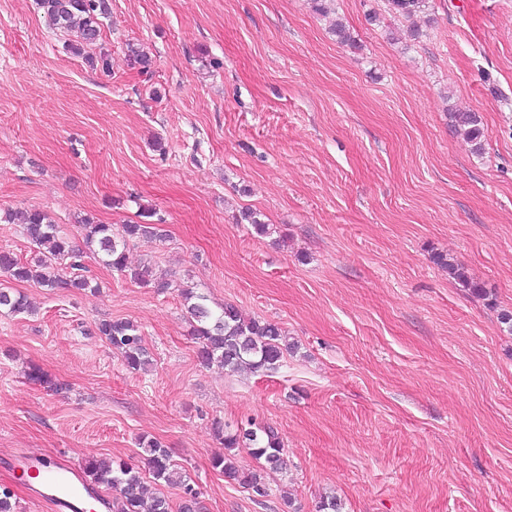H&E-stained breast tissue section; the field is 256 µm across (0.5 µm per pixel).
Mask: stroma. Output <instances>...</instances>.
<instances>
[{
    "label": "stroma",
    "instance_id": "stroma-1",
    "mask_svg": "<svg viewBox=\"0 0 512 512\" xmlns=\"http://www.w3.org/2000/svg\"><path fill=\"white\" fill-rule=\"evenodd\" d=\"M335 7L111 0L106 73L64 49L37 0H0V212L43 210L78 246L82 218L151 209L161 233L129 243L130 266L296 344L274 371L231 374L199 364L175 290L89 252L95 294L0 271L34 305L0 310V457L137 465L154 438L202 512H512V0H429L412 23L385 0ZM457 109L480 115L483 154ZM118 319L138 325L146 370L99 334ZM217 420L278 432L266 496L212 468Z\"/></svg>",
    "mask_w": 512,
    "mask_h": 512
}]
</instances>
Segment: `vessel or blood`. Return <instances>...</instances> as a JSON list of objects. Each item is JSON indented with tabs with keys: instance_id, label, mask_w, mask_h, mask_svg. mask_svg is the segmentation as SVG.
<instances>
[{
	"instance_id": "obj_1",
	"label": "vessel or blood",
	"mask_w": 512,
	"mask_h": 512,
	"mask_svg": "<svg viewBox=\"0 0 512 512\" xmlns=\"http://www.w3.org/2000/svg\"><path fill=\"white\" fill-rule=\"evenodd\" d=\"M9 469L40 467L46 472L45 480L36 487L35 501L45 504L50 512H89L91 506H103L104 501L96 497L80 468L73 463L56 464L37 455L17 452L7 462Z\"/></svg>"
}]
</instances>
